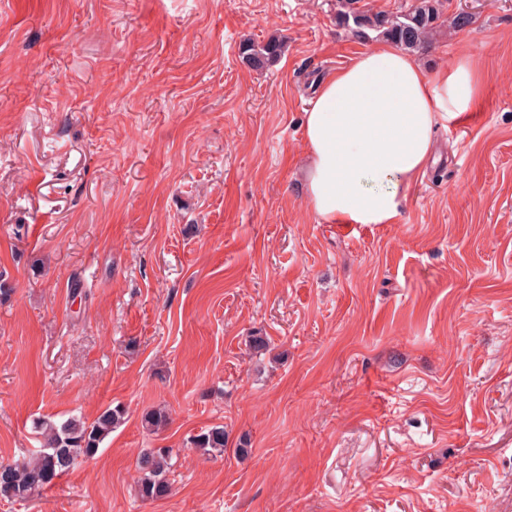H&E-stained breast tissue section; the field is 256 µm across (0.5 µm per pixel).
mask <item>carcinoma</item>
Returning <instances> with one entry per match:
<instances>
[{"label": "carcinoma", "instance_id": "obj_1", "mask_svg": "<svg viewBox=\"0 0 512 512\" xmlns=\"http://www.w3.org/2000/svg\"><path fill=\"white\" fill-rule=\"evenodd\" d=\"M356 0H337L338 24L346 27L360 40L375 38L395 44L407 51H419L430 41L439 27L440 0H416L404 11L370 13L355 7ZM284 43L277 37L258 44L250 39L242 42V58L254 68H263L278 59ZM125 411L107 406L90 423L79 415H72L60 424L39 419L35 432L41 438V447L22 464L0 465V496L26 501L50 486L68 472L77 460L94 457L104 439L124 420ZM168 414L151 410L143 416L145 427L155 430L167 424ZM228 434L222 425H213L188 439L190 447L205 454H223ZM140 473L138 493L145 500H158L170 491V451L166 448L142 450L137 458Z\"/></svg>", "mask_w": 512, "mask_h": 512}]
</instances>
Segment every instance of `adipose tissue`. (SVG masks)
Masks as SVG:
<instances>
[{"mask_svg":"<svg viewBox=\"0 0 512 512\" xmlns=\"http://www.w3.org/2000/svg\"><path fill=\"white\" fill-rule=\"evenodd\" d=\"M481 77L468 57L426 70L394 44L359 53L324 80L304 117L307 198L328 224H392L442 121L468 112Z\"/></svg>","mask_w":512,"mask_h":512,"instance_id":"ef3b65f1","label":"adipose tissue"}]
</instances>
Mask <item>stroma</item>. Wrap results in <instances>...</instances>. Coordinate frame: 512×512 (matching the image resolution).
<instances>
[{
  "mask_svg": "<svg viewBox=\"0 0 512 512\" xmlns=\"http://www.w3.org/2000/svg\"><path fill=\"white\" fill-rule=\"evenodd\" d=\"M440 11L419 61L486 81L397 223L346 226L301 173L310 100L367 47L336 0H0V462L33 420L126 410L0 512H512V0ZM216 424L223 455L189 448ZM143 448L175 451L165 498ZM284 49V43L278 37H271L263 44L244 40L240 46L243 60L254 68H263L270 62L278 59ZM171 456L167 448L142 450L137 458L138 493L145 500L165 498L170 491Z\"/></svg>",
  "mask_w": 512,
  "mask_h": 512,
  "instance_id": "obj_1",
  "label": "stroma"
}]
</instances>
